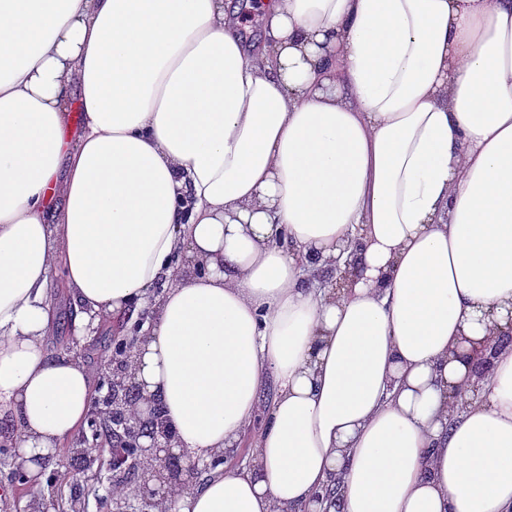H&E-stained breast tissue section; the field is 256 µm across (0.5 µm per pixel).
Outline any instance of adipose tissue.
I'll use <instances>...</instances> for the list:
<instances>
[{
    "label": "adipose tissue",
    "mask_w": 512,
    "mask_h": 512,
    "mask_svg": "<svg viewBox=\"0 0 512 512\" xmlns=\"http://www.w3.org/2000/svg\"><path fill=\"white\" fill-rule=\"evenodd\" d=\"M258 14L252 43L238 0H0L19 464L95 395L93 366L49 348L57 272L76 327L143 318L132 371L188 459L250 440L162 512H512V0ZM467 339L497 347L485 377ZM352 256L353 258L346 260L343 265L336 261V265L327 271V283L331 288L336 290V293L341 292L349 282L350 278L355 276L357 273L358 256H355V253H353Z\"/></svg>",
    "instance_id": "ef3b65f1"
}]
</instances>
